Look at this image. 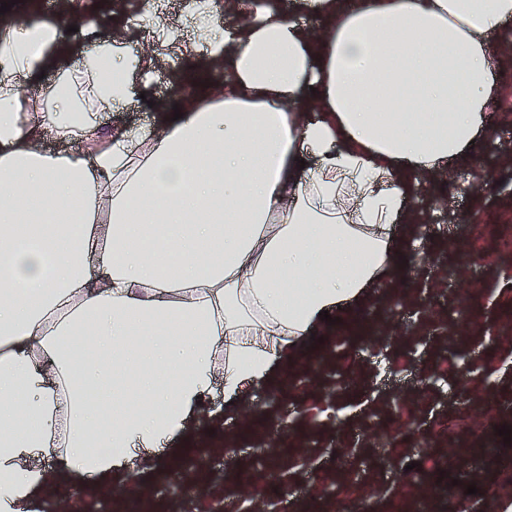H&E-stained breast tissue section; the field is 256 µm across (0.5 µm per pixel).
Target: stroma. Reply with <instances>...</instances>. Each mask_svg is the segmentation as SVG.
Masks as SVG:
<instances>
[{
	"label": "stroma",
	"mask_w": 512,
	"mask_h": 512,
	"mask_svg": "<svg viewBox=\"0 0 512 512\" xmlns=\"http://www.w3.org/2000/svg\"><path fill=\"white\" fill-rule=\"evenodd\" d=\"M78 2L75 18L44 0H18L5 17L83 34L106 23L139 54L186 13L182 0L159 21L146 0ZM494 50L503 107L492 135L447 176L420 180L410 202L419 222L398 238L387 288L307 337L285 361L283 384L246 385L241 408L210 434L224 455L190 454L198 478L223 483L232 512L261 499L278 512H457L470 502L496 512L512 493V470L484 453L498 428L512 427V373L502 369L512 361V167L502 163L512 152V35ZM164 56L149 80H134L106 129L147 124L156 110L223 87V70Z\"/></svg>",
	"instance_id": "obj_1"
}]
</instances>
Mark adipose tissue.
I'll return each instance as SVG.
<instances>
[{
    "instance_id": "obj_1",
    "label": "adipose tissue",
    "mask_w": 512,
    "mask_h": 512,
    "mask_svg": "<svg viewBox=\"0 0 512 512\" xmlns=\"http://www.w3.org/2000/svg\"><path fill=\"white\" fill-rule=\"evenodd\" d=\"M235 7L230 36L210 7L161 31H191L223 94L108 135L99 113L158 54L101 36L75 63L52 25L0 24V512L90 482L138 496L132 460L182 449L216 380L238 409L321 312L384 287L416 182L489 136L512 0ZM48 69L30 105L20 82Z\"/></svg>"
}]
</instances>
